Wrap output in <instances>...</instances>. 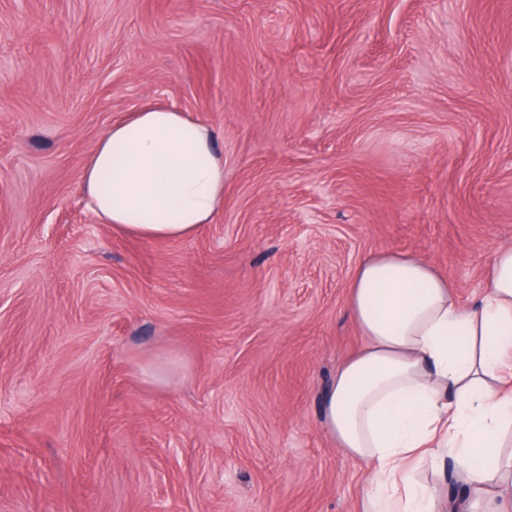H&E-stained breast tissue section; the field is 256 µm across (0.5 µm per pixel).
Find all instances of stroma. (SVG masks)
<instances>
[{"instance_id": "35a3bbf8", "label": "stroma", "mask_w": 512, "mask_h": 512, "mask_svg": "<svg viewBox=\"0 0 512 512\" xmlns=\"http://www.w3.org/2000/svg\"><path fill=\"white\" fill-rule=\"evenodd\" d=\"M209 126L192 239L98 223L85 158ZM512 246V0H0V512H364L321 427L368 255L461 304Z\"/></svg>"}]
</instances>
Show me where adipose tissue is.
<instances>
[{
    "instance_id": "obj_1",
    "label": "adipose tissue",
    "mask_w": 512,
    "mask_h": 512,
    "mask_svg": "<svg viewBox=\"0 0 512 512\" xmlns=\"http://www.w3.org/2000/svg\"><path fill=\"white\" fill-rule=\"evenodd\" d=\"M80 186L99 223L186 240L224 202V159L206 125L146 109L99 139ZM348 315L366 342L338 369L322 423L371 465L366 512H441L414 477L427 457L453 460L470 512H512V457L502 455L512 440V247L494 253L473 306L417 254L370 255L350 282ZM479 455L491 466L476 467Z\"/></svg>"
}]
</instances>
